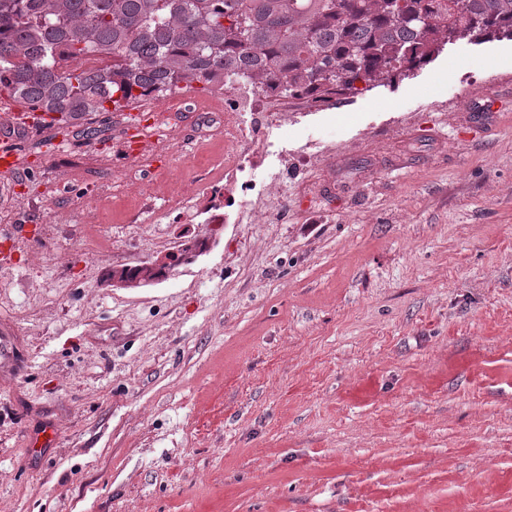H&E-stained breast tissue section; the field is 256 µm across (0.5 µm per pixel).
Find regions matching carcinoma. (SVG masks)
<instances>
[{
  "label": "carcinoma",
  "mask_w": 512,
  "mask_h": 512,
  "mask_svg": "<svg viewBox=\"0 0 512 512\" xmlns=\"http://www.w3.org/2000/svg\"><path fill=\"white\" fill-rule=\"evenodd\" d=\"M497 38L512 39V0H0V97L56 114L58 133L182 84L273 79L328 106ZM89 55L112 65L85 69Z\"/></svg>",
  "instance_id": "cac0c4a2"
}]
</instances>
